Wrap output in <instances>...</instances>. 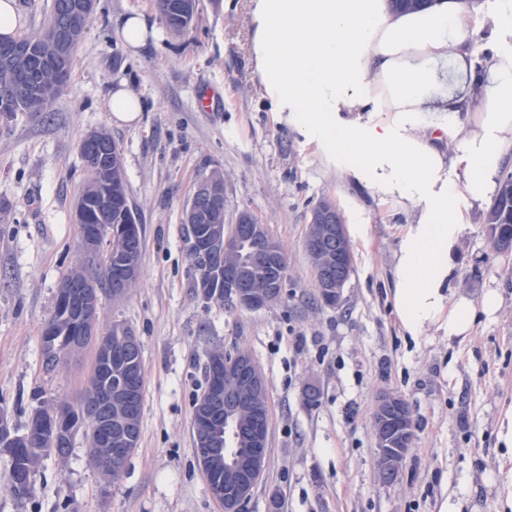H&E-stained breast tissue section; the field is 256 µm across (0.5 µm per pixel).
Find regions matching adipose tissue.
I'll use <instances>...</instances> for the list:
<instances>
[{"instance_id": "adipose-tissue-1", "label": "adipose tissue", "mask_w": 512, "mask_h": 512, "mask_svg": "<svg viewBox=\"0 0 512 512\" xmlns=\"http://www.w3.org/2000/svg\"><path fill=\"white\" fill-rule=\"evenodd\" d=\"M476 9V0L401 14L386 0H256L253 10L255 67L277 121L411 217L392 296L414 340L429 326L466 340L501 303L493 289L475 302L448 288L467 230L461 209L486 201L512 143V48L480 65L464 26ZM457 165L459 183L447 178Z\"/></svg>"}]
</instances>
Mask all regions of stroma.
<instances>
[{"label":"stroma","mask_w":512,"mask_h":512,"mask_svg":"<svg viewBox=\"0 0 512 512\" xmlns=\"http://www.w3.org/2000/svg\"><path fill=\"white\" fill-rule=\"evenodd\" d=\"M138 9L160 21L156 0H96L71 75L47 111L0 117V407L24 431L45 400L77 404L92 350L56 370L41 365V331L63 275L79 256L72 221L86 179L79 152L105 129L121 151L127 191L144 230L139 278L120 301L104 299L102 323L138 336L145 379L141 437L117 479L107 481L77 434L66 460L43 457L33 493L11 490L0 453V512H224L199 468L194 397L206 353L246 349L267 388L269 449L246 512H502L500 432L512 409V256L492 247L486 206L463 210L452 292L501 296L495 316L466 341L428 328L403 336L390 293L404 214L342 176L305 138L277 121L256 73L252 0H198L189 31H163L138 54L115 34ZM141 100L137 126L111 124V88ZM211 87L220 104L202 108ZM219 171L224 222L249 213L281 245L288 283L280 300L249 311L205 301L194 286L184 214L196 183ZM332 200L344 221L360 212L365 239L350 242L354 271L338 307L320 303L305 248L313 209ZM397 392L415 424L397 479L374 468L373 406Z\"/></svg>","instance_id":"stroma-1"}]
</instances>
